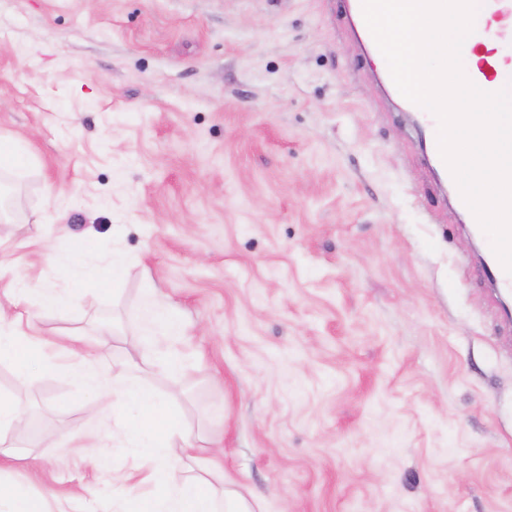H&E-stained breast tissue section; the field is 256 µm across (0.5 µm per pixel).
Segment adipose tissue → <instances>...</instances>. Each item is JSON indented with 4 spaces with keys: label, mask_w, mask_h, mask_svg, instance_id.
Wrapping results in <instances>:
<instances>
[{
    "label": "adipose tissue",
    "mask_w": 512,
    "mask_h": 512,
    "mask_svg": "<svg viewBox=\"0 0 512 512\" xmlns=\"http://www.w3.org/2000/svg\"><path fill=\"white\" fill-rule=\"evenodd\" d=\"M456 18L447 23L448 43L458 51H471L475 43L485 49L497 46L498 26L491 21L484 0H456ZM60 272L70 281L71 288H33L19 281L13 286L11 304L20 307L37 302L43 308L59 310L72 301L73 290H95L102 281L117 280L123 270L121 255H113L105 265L95 264L88 239H79L74 251L53 258ZM140 330L145 338L162 336L177 339L184 332L180 317L158 305L153 297H145L140 308ZM107 340L92 348L75 350L70 361L62 365L61 373L95 387L97 366L105 357ZM10 360L18 376H27L37 361V351L29 334L22 330L19 316L8 315L0 307V360ZM136 362L127 360L112 374V394L109 399L91 402L95 416H111L121 424L131 447L143 450L179 449L176 457L160 458L138 479L119 476L121 496L112 502L113 512H257L239 491L225 483L220 466H212L207 475H194L189 463L198 450L196 437L182 421L175 397L163 396L143 384L136 375Z\"/></svg>",
    "instance_id": "ef3b65f1"
}]
</instances>
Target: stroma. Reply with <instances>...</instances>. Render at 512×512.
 I'll list each match as a JSON object with an SVG mask.
<instances>
[{
  "instance_id": "1",
  "label": "stroma",
  "mask_w": 512,
  "mask_h": 512,
  "mask_svg": "<svg viewBox=\"0 0 512 512\" xmlns=\"http://www.w3.org/2000/svg\"><path fill=\"white\" fill-rule=\"evenodd\" d=\"M376 71L339 0H0V139L35 160L0 185V304L91 233L118 283L23 319L59 361L114 326L117 363L152 351L145 293L174 308L184 366L144 382L263 512H512V296ZM0 393L9 482L65 512L150 465L58 371L0 361Z\"/></svg>"
}]
</instances>
